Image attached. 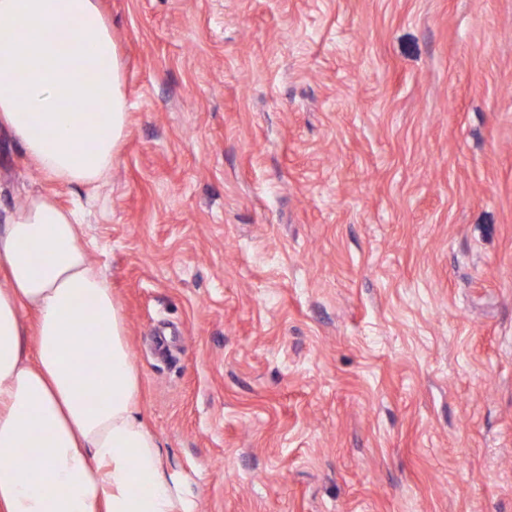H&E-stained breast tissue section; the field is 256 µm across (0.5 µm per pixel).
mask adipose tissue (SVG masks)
<instances>
[{
    "label": "adipose tissue",
    "mask_w": 512,
    "mask_h": 512,
    "mask_svg": "<svg viewBox=\"0 0 512 512\" xmlns=\"http://www.w3.org/2000/svg\"><path fill=\"white\" fill-rule=\"evenodd\" d=\"M83 99L96 112L73 111ZM0 129L48 179H105L125 100L98 0H0ZM82 237L80 213L50 194L0 225V512H188Z\"/></svg>",
    "instance_id": "obj_1"
}]
</instances>
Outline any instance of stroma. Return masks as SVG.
<instances>
[{"label": "stroma", "instance_id": "1", "mask_svg": "<svg viewBox=\"0 0 512 512\" xmlns=\"http://www.w3.org/2000/svg\"><path fill=\"white\" fill-rule=\"evenodd\" d=\"M86 212L192 512H512V0H99Z\"/></svg>", "mask_w": 512, "mask_h": 512}]
</instances>
